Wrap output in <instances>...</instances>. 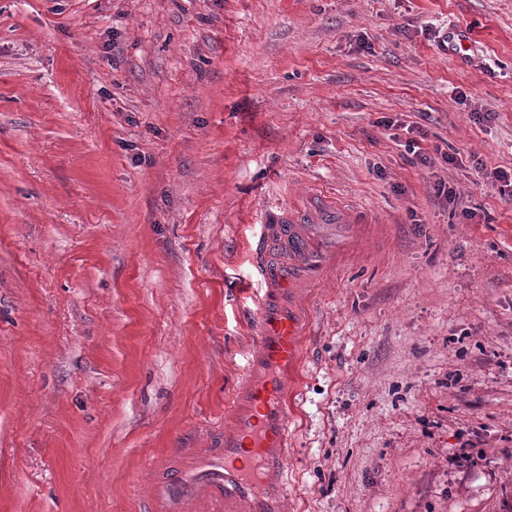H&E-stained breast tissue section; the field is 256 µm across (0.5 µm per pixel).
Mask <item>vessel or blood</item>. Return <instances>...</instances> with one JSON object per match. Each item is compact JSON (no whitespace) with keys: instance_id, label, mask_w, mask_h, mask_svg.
<instances>
[{"instance_id":"b4317fda","label":"vessel or blood","mask_w":512,"mask_h":512,"mask_svg":"<svg viewBox=\"0 0 512 512\" xmlns=\"http://www.w3.org/2000/svg\"><path fill=\"white\" fill-rule=\"evenodd\" d=\"M362 210L330 206L311 218L279 208L254 247L259 277L252 298L254 345L241 379L231 388L224 435L214 448H180L151 469L152 512H285L288 423L308 319L301 305L343 252L311 243V229L355 228Z\"/></svg>"}]
</instances>
